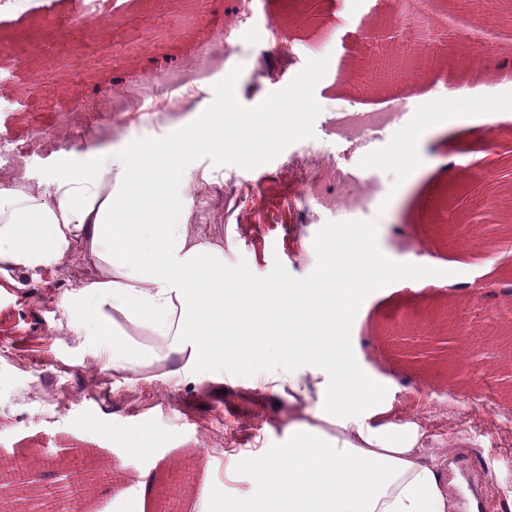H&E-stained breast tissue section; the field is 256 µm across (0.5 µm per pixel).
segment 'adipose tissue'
Segmentation results:
<instances>
[{"instance_id": "1", "label": "adipose tissue", "mask_w": 512, "mask_h": 512, "mask_svg": "<svg viewBox=\"0 0 512 512\" xmlns=\"http://www.w3.org/2000/svg\"><path fill=\"white\" fill-rule=\"evenodd\" d=\"M239 128L217 115L121 161L92 148L88 166L0 189V271L58 265L83 246L95 274L59 307L113 375L198 384L230 360L256 368L287 422L277 447L242 458L265 489L242 512H457L445 451L409 408L420 392L398 399L359 361L347 323L361 303L345 283L259 286L188 233L174 159L249 145ZM331 251L356 253L361 289L422 283L421 263L392 266L366 231H337Z\"/></svg>"}]
</instances>
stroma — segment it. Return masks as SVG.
<instances>
[{
  "mask_svg": "<svg viewBox=\"0 0 512 512\" xmlns=\"http://www.w3.org/2000/svg\"><path fill=\"white\" fill-rule=\"evenodd\" d=\"M39 10L0 13V134L13 143L42 135L39 151L0 169V188L31 189L58 166L86 163L93 144L119 154L176 134L231 105L262 117L289 90L302 110L290 131L254 152L225 149L181 160L184 193L193 201L189 230L224 249V264L256 284H319L337 229L371 232L397 267L422 260L421 290L386 281L363 296L350 325L364 365L378 377L420 389L432 443L450 444L451 479L482 493L483 512H512V446L490 434L512 415V331L500 321L512 304V170L495 165L479 179L472 168L439 171L434 158L467 152L481 129L485 102L512 101L497 75L499 57L480 73L461 66L477 45L465 23L467 0H429L439 23L419 51L427 65L394 67L404 33L394 0H41ZM85 24L74 25L75 12ZM364 26L381 35L360 49ZM225 40H217L219 31ZM391 78L384 92L357 96L355 60ZM203 67L204 91L178 112H126L123 98L144 79ZM325 74L316 88L306 74ZM469 88L473 104H449L439 85ZM411 90V110L434 112L436 127L421 165L395 160L403 123L384 125L354 148L350 165L375 182L376 197L357 211L325 207L288 176L304 145L325 137L338 110L380 112ZM208 174L262 191L257 203H229ZM494 198L497 223L481 218L478 197ZM473 225L484 246L463 249L456 224ZM81 252L63 265L15 269L0 291V504L11 512H52L75 499L79 512H226L264 493L237 465L268 446L263 423L272 399L254 389L255 374L225 363L229 385L128 382L102 370L98 357L63 326L50 282L75 288L92 277ZM471 279L479 298L457 293ZM456 315L458 330L440 323ZM151 433L149 452L128 437Z\"/></svg>",
  "mask_w": 512,
  "mask_h": 512,
  "instance_id": "obj_1",
  "label": "stroma"
}]
</instances>
